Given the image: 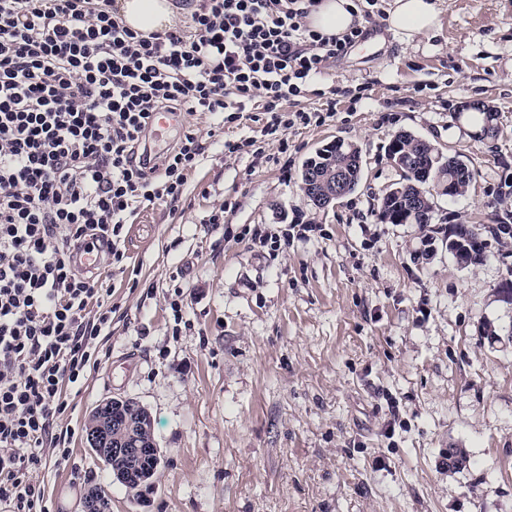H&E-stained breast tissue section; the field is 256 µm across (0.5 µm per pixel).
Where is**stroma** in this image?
<instances>
[{"label": "stroma", "instance_id": "35a3bbf8", "mask_svg": "<svg viewBox=\"0 0 512 512\" xmlns=\"http://www.w3.org/2000/svg\"><path fill=\"white\" fill-rule=\"evenodd\" d=\"M390 4L287 103L315 120L284 131L286 152L225 154L265 125L257 100L224 125L182 114L155 143L191 132L205 152L177 202L129 217L123 270L100 268L112 337L70 399L51 512H83L97 486L112 512H512V235L497 230L512 213V0H441L440 31L413 37L389 29ZM473 101L496 111L495 138ZM401 131L475 171L464 195L433 197L425 228L378 216ZM335 140L358 147L363 175L320 210L302 169ZM301 222L321 230L278 251L244 234ZM463 228L480 261L449 251ZM116 397L149 411L162 451L140 501L86 444L89 412Z\"/></svg>", "mask_w": 512, "mask_h": 512}]
</instances>
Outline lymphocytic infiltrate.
<instances>
[{"instance_id":"obj_1","label":"lymphocytic infiltrate","mask_w":512,"mask_h":512,"mask_svg":"<svg viewBox=\"0 0 512 512\" xmlns=\"http://www.w3.org/2000/svg\"><path fill=\"white\" fill-rule=\"evenodd\" d=\"M316 0H197L189 23L143 36L113 0H0V512H47L65 459L60 418L112 336V293L70 262L90 235L124 266L128 217L174 202L205 151L189 133L154 162L161 109L239 119L259 99L265 145L311 122L283 104L359 38L305 25Z\"/></svg>"}]
</instances>
